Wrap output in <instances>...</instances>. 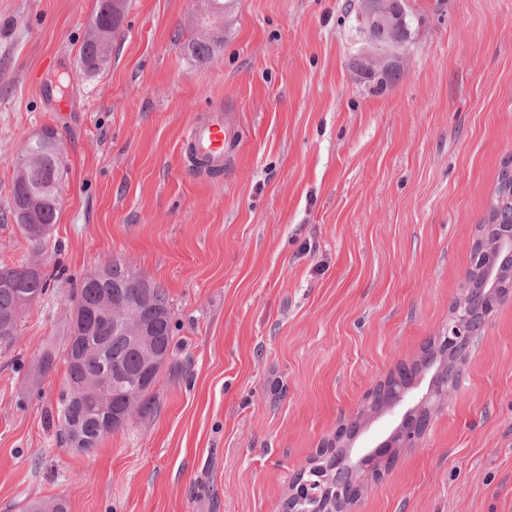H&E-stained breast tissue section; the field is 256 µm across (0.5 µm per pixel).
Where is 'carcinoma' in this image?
Instances as JSON below:
<instances>
[{"label": "carcinoma", "mask_w": 512, "mask_h": 512, "mask_svg": "<svg viewBox=\"0 0 512 512\" xmlns=\"http://www.w3.org/2000/svg\"><path fill=\"white\" fill-rule=\"evenodd\" d=\"M118 7L112 13L89 25L79 50V66L85 69L103 53H112L111 38L122 26L127 0H115ZM218 42V28L191 39L185 44L187 54L197 63L208 62ZM60 148L57 132L47 130L44 142L25 146L19 158L11 202L9 204L18 228L37 250L49 242L50 231L60 209L58 185L60 179ZM512 185L508 168H503L489 201L486 218L491 223L507 219L512 214V198L507 185ZM59 274L46 270L42 264H25L0 268V344H12L19 332L22 311L28 307L24 298L39 299L46 295ZM141 276L128 265L111 260L101 268L83 276L71 289L68 336L62 350L43 349L35 362L37 375L43 377L62 360L66 365V388L60 394L56 420L60 442L69 445L70 428L78 424L89 441L78 449L83 454L94 453L107 435L116 431L112 421L101 411L124 409L125 394H130L145 410L152 400V390L158 383L172 356L174 325L166 294L154 288L155 299L141 298L138 281ZM124 305H133L143 318L156 325L147 347L164 355L157 366L145 368L142 347L127 336L118 335L112 327V298ZM81 311L91 319L88 335L79 333L74 312ZM28 512H67L66 504L55 499L37 501Z\"/></svg>", "instance_id": "obj_1"}]
</instances>
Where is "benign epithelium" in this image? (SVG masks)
Returning a JSON list of instances; mask_svg holds the SVG:
<instances>
[{
	"label": "benign epithelium",
	"mask_w": 512,
	"mask_h": 512,
	"mask_svg": "<svg viewBox=\"0 0 512 512\" xmlns=\"http://www.w3.org/2000/svg\"><path fill=\"white\" fill-rule=\"evenodd\" d=\"M406 16L399 0H359L356 35L365 71L383 74L401 66L406 42L387 41L381 35L405 26ZM508 300H512V220L480 224L461 294L451 307L448 323L435 337L437 351L431 360L438 365L428 384H423L411 367H399L393 375L399 384L377 385L368 399H379L378 407L366 405L343 420L330 447H346V440L357 434V422L363 415H385L394 428L379 444L374 446L369 440L349 451L354 471L378 474L388 463L385 452L414 447L428 428L434 407L446 401L456 387L467 353L485 335L497 307ZM112 320L116 329L134 335H144L152 327V322L139 319L132 311L123 317L114 315ZM321 460L317 457L302 471V479L293 482L288 498L296 506L290 512H347L344 487L333 483L330 467Z\"/></svg>",
	"instance_id": "7a95c632"
}]
</instances>
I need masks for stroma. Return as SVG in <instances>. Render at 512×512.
Returning <instances> with one entry per match:
<instances>
[{"mask_svg": "<svg viewBox=\"0 0 512 512\" xmlns=\"http://www.w3.org/2000/svg\"><path fill=\"white\" fill-rule=\"evenodd\" d=\"M128 2L90 76L98 0H0V266L62 271L0 346V512H281L340 421L448 320L512 159V0H408L383 90L352 68L350 0H224L204 64L184 49L203 0ZM216 106L229 143L212 176L181 144ZM48 128L65 171L40 253L9 203ZM111 260L165 292L177 370L86 455L53 420L64 365L33 368L67 334L72 279ZM351 512H512V301ZM113 1L117 2L120 9L114 7ZM126 7V0H112V13L110 15L101 17L100 21L98 20L97 23H90L88 31L79 50L78 61L81 70L84 71L86 66L93 64L104 52H106L108 59L103 64V67L108 64L112 53V38L122 26ZM103 31H109L107 42L103 40ZM94 68L96 70L94 72L102 69H97V67Z\"/></svg>", "mask_w": 512, "mask_h": 512, "instance_id": "obj_1", "label": "stroma"}]
</instances>
